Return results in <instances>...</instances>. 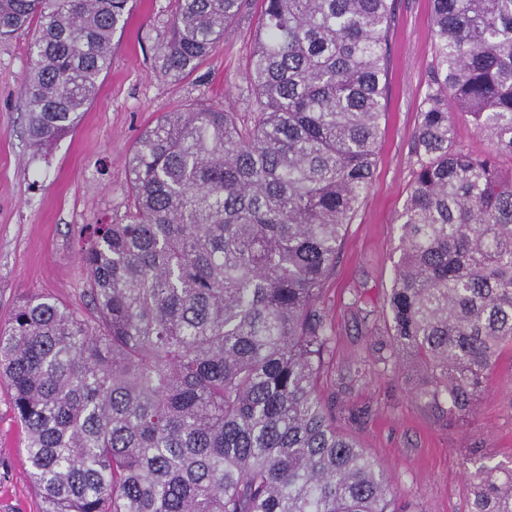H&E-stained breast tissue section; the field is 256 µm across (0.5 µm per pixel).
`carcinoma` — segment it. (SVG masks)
<instances>
[{"instance_id": "carcinoma-1", "label": "carcinoma", "mask_w": 512, "mask_h": 512, "mask_svg": "<svg viewBox=\"0 0 512 512\" xmlns=\"http://www.w3.org/2000/svg\"><path fill=\"white\" fill-rule=\"evenodd\" d=\"M130 0H0V38L35 26L23 85L33 155L72 132ZM252 120L166 112L133 147L131 204L78 229L75 307L21 298L0 379L42 512H403L336 427L317 382L320 299L367 192L385 121L393 0H262ZM434 64L373 361L448 420L512 351V0H432ZM248 0H176L160 75L195 73ZM488 140L455 143L452 115ZM471 512H512V468L474 461Z\"/></svg>"}]
</instances>
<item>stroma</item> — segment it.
<instances>
[{
	"instance_id": "obj_1",
	"label": "stroma",
	"mask_w": 512,
	"mask_h": 512,
	"mask_svg": "<svg viewBox=\"0 0 512 512\" xmlns=\"http://www.w3.org/2000/svg\"><path fill=\"white\" fill-rule=\"evenodd\" d=\"M174 0H134L114 39L112 64L96 100L75 130L52 148L48 161H31L20 94L31 59V32L0 40V325L26 295L78 305L86 273L76 229L120 221L133 145L157 118L201 100L245 112L260 0L233 21L224 42L190 77L158 74L153 47L165 34ZM432 0H396L389 35L386 124L368 193L349 224L322 306L334 338L333 354L318 381L337 425L353 434L391 477V492L420 512H469L467 474L480 451L494 462L512 460V353L491 369L485 394L466 421L416 402L395 373L373 368L375 331L386 319L385 296L401 254L398 215L414 170V134L433 64ZM24 433L0 382V512H41L27 475Z\"/></svg>"
}]
</instances>
